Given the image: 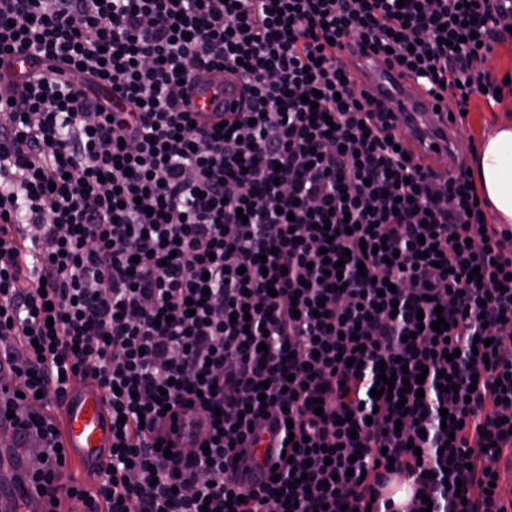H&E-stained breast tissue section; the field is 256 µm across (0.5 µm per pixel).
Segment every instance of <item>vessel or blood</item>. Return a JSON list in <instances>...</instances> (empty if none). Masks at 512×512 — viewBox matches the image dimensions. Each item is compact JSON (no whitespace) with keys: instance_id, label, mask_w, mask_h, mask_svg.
Segmentation results:
<instances>
[{"instance_id":"1","label":"vessel or blood","mask_w":512,"mask_h":512,"mask_svg":"<svg viewBox=\"0 0 512 512\" xmlns=\"http://www.w3.org/2000/svg\"><path fill=\"white\" fill-rule=\"evenodd\" d=\"M352 72L358 87L372 98L387 103L398 112V130L411 144L418 160L436 172L447 173L453 153L455 122L447 116V105L433 96L414 91L411 81L400 77L383 56L370 54L356 61ZM241 82L228 71H204L191 78L185 108L202 124L220 122L224 112L240 100ZM44 414L58 430L62 462L57 480L46 485L29 481L26 463L44 453V443L30 430L19 427L17 419L0 414V428L10 431L13 442L0 448V512H47L51 501H59L64 512H84L81 499L68 496L65 486L78 482L91 488L98 466L112 447V415L103 390L92 382L75 383L63 403L46 402ZM278 451L269 434H262L254 449V481L264 480Z\"/></svg>"}]
</instances>
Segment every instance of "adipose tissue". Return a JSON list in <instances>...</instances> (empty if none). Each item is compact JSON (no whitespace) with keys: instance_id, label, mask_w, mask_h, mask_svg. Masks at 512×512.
<instances>
[{"instance_id":"obj_1","label":"adipose tissue","mask_w":512,"mask_h":512,"mask_svg":"<svg viewBox=\"0 0 512 512\" xmlns=\"http://www.w3.org/2000/svg\"><path fill=\"white\" fill-rule=\"evenodd\" d=\"M474 181L496 223L512 224V122L494 128L475 151Z\"/></svg>"}]
</instances>
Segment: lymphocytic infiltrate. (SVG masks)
<instances>
[{"mask_svg":"<svg viewBox=\"0 0 512 512\" xmlns=\"http://www.w3.org/2000/svg\"><path fill=\"white\" fill-rule=\"evenodd\" d=\"M511 35L512 0H0V59L50 64L0 86V225L28 229L0 233V350L26 349L23 425L47 447L45 398L103 389L87 512H512L490 488L512 451V228L465 166L403 158L338 53L356 39L464 112L500 102L486 62ZM205 68L242 82L221 128L182 108ZM404 367L405 409L371 397ZM165 403L204 439L157 450ZM267 430L286 454L247 482Z\"/></svg>","mask_w":512,"mask_h":512,"instance_id":"obj_1","label":"lymphocytic infiltrate"}]
</instances>
